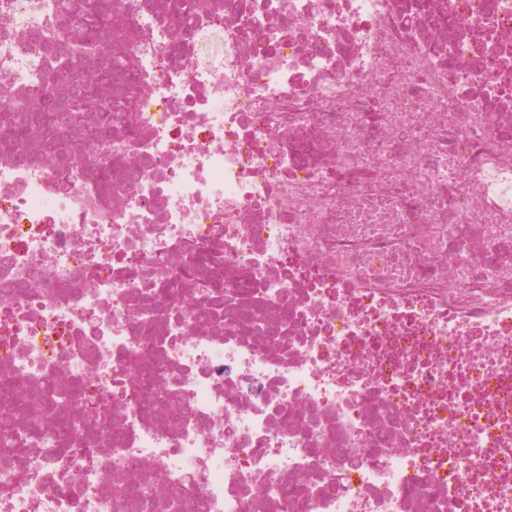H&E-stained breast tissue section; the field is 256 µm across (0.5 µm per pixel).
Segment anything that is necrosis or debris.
I'll use <instances>...</instances> for the list:
<instances>
[{
  "label": "necrosis or debris",
  "instance_id": "1",
  "mask_svg": "<svg viewBox=\"0 0 512 512\" xmlns=\"http://www.w3.org/2000/svg\"><path fill=\"white\" fill-rule=\"evenodd\" d=\"M135 2L110 206L44 134L0 159V406L49 425L0 512H512V0H210L177 57L165 0ZM54 19L0 0L12 93ZM145 344L175 425L141 412ZM56 376L116 397L109 429ZM152 469L163 495L115 501ZM285 479L318 493L266 496Z\"/></svg>",
  "mask_w": 512,
  "mask_h": 512
}]
</instances>
